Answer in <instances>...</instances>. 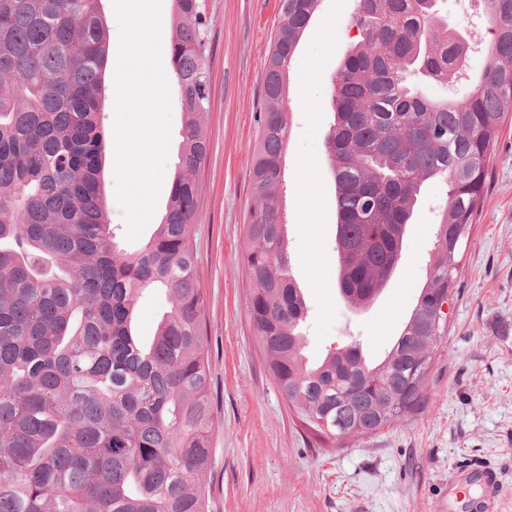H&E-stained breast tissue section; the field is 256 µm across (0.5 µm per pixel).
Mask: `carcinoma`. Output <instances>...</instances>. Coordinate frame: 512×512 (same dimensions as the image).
I'll return each mask as SVG.
<instances>
[{
    "label": "carcinoma",
    "mask_w": 512,
    "mask_h": 512,
    "mask_svg": "<svg viewBox=\"0 0 512 512\" xmlns=\"http://www.w3.org/2000/svg\"><path fill=\"white\" fill-rule=\"evenodd\" d=\"M321 0H280L241 262L265 370L321 445L422 411L431 325L452 296L512 115V0H478L492 38L464 39L438 0H356L354 44L331 79L327 156L336 189L338 287L355 309L397 267L421 186L447 187L417 304L386 357L359 344L310 364L306 303L289 275L279 207L289 66ZM170 55L184 112L162 222L118 249L101 173L110 33L100 0H0V512H209L217 424L206 300L191 228L209 149V20L174 0ZM486 63L467 77L471 54ZM168 294L151 342L132 333L147 290Z\"/></svg>",
    "instance_id": "1"
}]
</instances>
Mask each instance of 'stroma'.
<instances>
[{
    "mask_svg": "<svg viewBox=\"0 0 512 512\" xmlns=\"http://www.w3.org/2000/svg\"><path fill=\"white\" fill-rule=\"evenodd\" d=\"M354 0H322L291 69V132L282 211L290 277L307 306L303 353L313 363L360 343L382 359L426 279L445 187L425 183L403 258L380 295L353 309L338 288L335 187L325 140L334 117L329 83L354 41ZM279 0H207L212 106L207 161L197 175L192 224L196 277L206 302L214 409L207 474L211 512H436L462 462L495 465L512 512V122L493 148L478 221L433 348L426 409L345 448H314L264 370L248 312L252 283L240 251L250 171L263 109V62Z\"/></svg>",
    "mask_w": 512,
    "mask_h": 512,
    "instance_id": "1",
    "label": "stroma"
}]
</instances>
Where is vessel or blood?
<instances>
[{
	"mask_svg": "<svg viewBox=\"0 0 512 512\" xmlns=\"http://www.w3.org/2000/svg\"><path fill=\"white\" fill-rule=\"evenodd\" d=\"M503 492L501 473L491 465L458 466L448 477L449 501L461 502L466 512H495Z\"/></svg>",
	"mask_w": 512,
	"mask_h": 512,
	"instance_id": "1",
	"label": "vessel or blood"
}]
</instances>
